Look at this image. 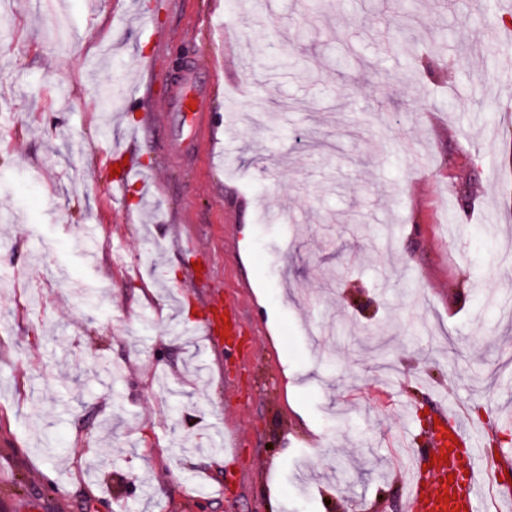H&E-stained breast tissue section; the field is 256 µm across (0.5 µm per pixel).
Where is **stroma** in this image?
<instances>
[{"label": "stroma", "mask_w": 512, "mask_h": 512, "mask_svg": "<svg viewBox=\"0 0 512 512\" xmlns=\"http://www.w3.org/2000/svg\"><path fill=\"white\" fill-rule=\"evenodd\" d=\"M485 2L0 0V512H405L424 410L512 417V54L479 45ZM147 55L155 110L224 65L192 182L106 92ZM203 289L242 313L236 352L198 330ZM127 158V161H124ZM115 164L121 162L123 168L120 174L111 175L106 182V191L112 195V203L114 206H122L123 192L126 183L139 171V164L136 154L129 148H116L111 151L106 157V165L111 166L112 162Z\"/></svg>", "instance_id": "1"}]
</instances>
